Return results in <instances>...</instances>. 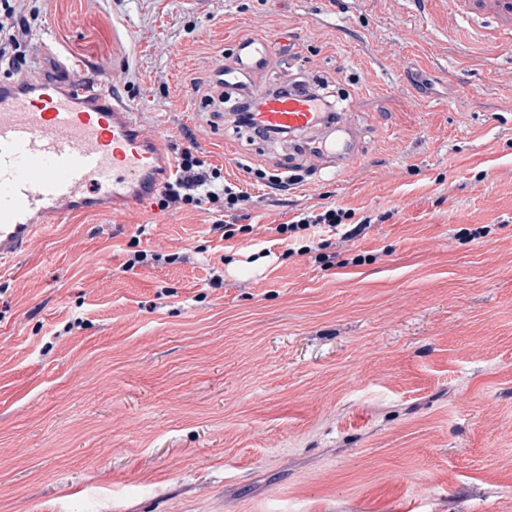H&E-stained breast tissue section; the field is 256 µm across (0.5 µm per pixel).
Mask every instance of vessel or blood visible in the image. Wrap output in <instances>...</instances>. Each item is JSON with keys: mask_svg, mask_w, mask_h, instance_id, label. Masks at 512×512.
I'll return each mask as SVG.
<instances>
[{"mask_svg": "<svg viewBox=\"0 0 512 512\" xmlns=\"http://www.w3.org/2000/svg\"><path fill=\"white\" fill-rule=\"evenodd\" d=\"M473 22L490 17L502 39L512 38V0H470ZM41 64L29 74L0 80V264L27 253L48 221H62L74 207L113 206L149 198L162 187L174 159L161 136L147 134L136 111L113 96L111 76L97 82L75 78L79 63L55 52L41 34ZM238 74H262L271 66L268 41L248 38L234 47ZM53 63L58 78L43 76ZM255 126L283 131L322 128L327 117L310 94L255 93ZM332 164L354 154L351 140L325 135L310 149Z\"/></svg>", "mask_w": 512, "mask_h": 512, "instance_id": "obj_1", "label": "vessel or blood"}]
</instances>
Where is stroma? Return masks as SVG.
Segmentation results:
<instances>
[{
  "label": "stroma",
  "instance_id": "35a3bbf8",
  "mask_svg": "<svg viewBox=\"0 0 512 512\" xmlns=\"http://www.w3.org/2000/svg\"><path fill=\"white\" fill-rule=\"evenodd\" d=\"M29 7L28 65L48 32L248 198L80 209L0 267V512H512V45L453 0ZM281 33L243 87L322 86L353 161L220 103L234 41ZM331 205L370 223L345 266L289 253L276 225Z\"/></svg>",
  "mask_w": 512,
  "mask_h": 512
}]
</instances>
